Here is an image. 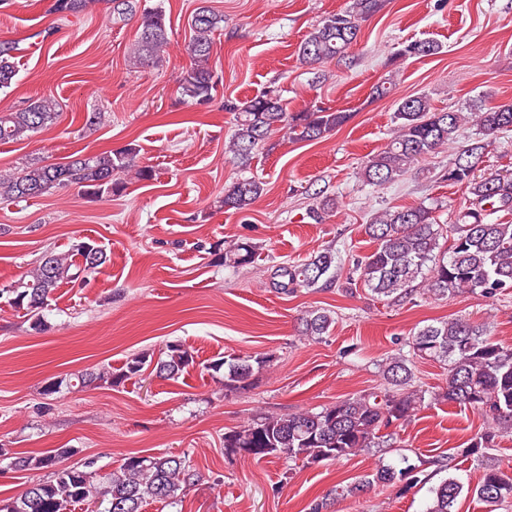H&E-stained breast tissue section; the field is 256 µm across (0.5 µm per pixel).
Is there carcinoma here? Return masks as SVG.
<instances>
[{"label": "carcinoma", "mask_w": 512, "mask_h": 512, "mask_svg": "<svg viewBox=\"0 0 512 512\" xmlns=\"http://www.w3.org/2000/svg\"><path fill=\"white\" fill-rule=\"evenodd\" d=\"M114 22L138 15V37L130 52V62L147 65L158 59L169 42L163 6L139 8L137 0H111ZM88 0H55L53 10L66 17L84 12ZM380 8L379 0H354L351 8L320 21L301 42L299 60L314 66L343 56L357 37L358 22ZM224 24V16L208 6L196 8L191 17L193 36L190 52L194 66L179 77L181 97L197 104L212 98L215 81L209 68L213 34ZM440 51L431 41H415L398 51L400 58L429 56ZM17 75L15 46L0 42V91L9 89ZM235 114L230 151L246 165L254 153L277 130H287L290 138L314 141L327 137L348 119V113L319 107L309 112L290 113L278 95L260 93L245 101L226 104ZM60 117L57 103L47 97L29 100L14 111L0 112V141L22 140L32 133L52 127ZM475 118L483 135L512 131V104L476 106ZM395 136L364 162L362 176L374 185H384L403 176L419 159L454 142L462 123L457 112L436 111L421 94L399 102L394 112ZM489 142L476 140L448 164V181L466 187L471 206L458 211L454 223L439 224L433 207L385 209L363 225L364 234L375 243L372 252L357 263L359 280L372 294L389 301H400L420 282L429 292L446 298L467 291L486 298L512 288V223L487 220L485 205L493 212L512 213V175L478 179L474 170L482 162ZM140 150L130 144L123 150L84 155L65 164L29 163L13 174H0V199L25 201L39 197L56 186L76 185L89 197L112 195L124 183L119 175L133 173L146 180L150 171L139 165ZM264 192L263 183L239 179L224 189L222 203L227 210L242 212ZM309 218L320 224L336 207V199L316 192ZM255 249L249 243L234 245L217 253L224 266L238 268L251 263ZM107 261L100 246L80 241L67 254L45 253L25 277L0 289L14 307L25 311L32 327L44 325L43 311L52 292L63 283L84 280L86 275ZM337 256L321 251L297 265L276 267V283L288 294L299 288H321L336 274ZM334 318L331 312L316 309L302 318V334L328 333ZM407 352H399L381 364L385 383L356 397L324 406L319 411L256 416L246 424L224 433V450L243 454L257 461L284 460L315 464L336 461L370 448L393 447L389 428L411 419L421 405L422 395L413 389L412 367L418 360L434 361L447 370V384L439 398L468 406L489 419V427L473 437L462 455L484 458L501 434L500 425L512 426V349L504 347L480 323L451 318L418 328L406 340ZM195 364L191 351L178 343L166 344L157 360L147 354L130 358L122 371L86 372L78 376L84 387L96 381L119 383L142 375L153 367L156 377L173 379ZM273 356L247 355L221 357L207 370L223 372L224 391H245L253 377L271 367ZM72 453L61 448L42 456H14L10 462L17 471H47L49 479H31L18 497L0 503V512H68L83 502L100 506L96 512H142L150 501L168 502L199 481L200 476L186 456L161 454L124 458L119 469L99 479L93 471L65 463ZM437 484L428 488L426 512H456L458 498L471 494L486 504L489 512L512 501V475L496 465L483 467L474 486L465 485L450 473L451 466ZM421 466L399 455L396 462L380 466L353 485L334 490V497L355 494L375 484L404 487L428 483Z\"/></svg>", "instance_id": "obj_1"}]
</instances>
